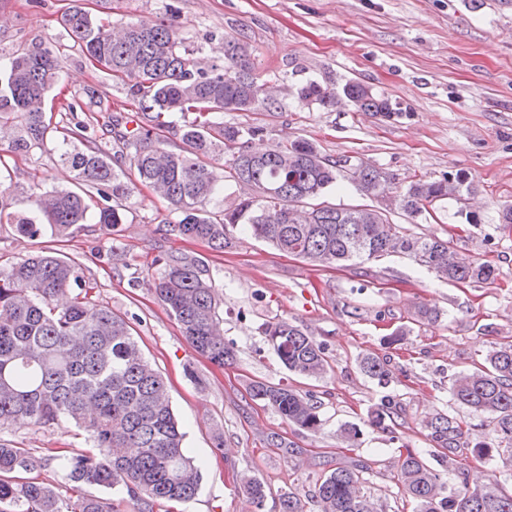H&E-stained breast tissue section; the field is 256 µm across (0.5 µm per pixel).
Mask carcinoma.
Instances as JSON below:
<instances>
[{
  "mask_svg": "<svg viewBox=\"0 0 512 512\" xmlns=\"http://www.w3.org/2000/svg\"><path fill=\"white\" fill-rule=\"evenodd\" d=\"M64 25L89 59L133 81L140 120L118 135L127 168H114L86 127L61 132L60 161L74 172L78 190L53 189L35 196L34 211L16 220V230L34 236L48 228L69 235L95 215V223L113 228L124 223L122 180L133 175L165 200L175 219L168 231L206 242L213 250L232 245L238 226L276 250L316 266L363 264L394 255L407 256L448 282L494 281L496 269L466 260L437 235H419L389 218L392 207L408 217L433 216L437 202L475 190L457 176L419 179L395 193L382 170L360 161H334L304 138L277 143L252 153L246 143L261 129L227 125L215 115L254 112L269 97L254 74L253 47L224 36L223 55L208 63L196 57L180 37L175 20L131 21L114 33L93 20L81 5L65 14ZM61 55L36 46L9 58L0 85V123L13 117L21 125L6 151L27 153L44 146L47 123L43 104L63 72ZM344 97L358 112L388 116L395 111L383 94L349 81ZM304 106H336V89L311 80L295 88ZM165 112L193 115L181 129L182 146L167 148L152 122ZM227 156L224 175L212 164L215 153ZM363 192L386 199L377 211L365 206L324 201L341 168ZM248 183L255 196L212 211L208 204L224 184ZM112 192H107V189ZM155 293L180 326L193 350L224 366L233 349L221 337L217 291L202 260L174 250L160 260ZM82 281L80 263L53 255L25 258L0 268V425L27 423L48 427L74 423L88 434L90 448L61 458L59 468L74 495L62 497L33 473L49 459L29 448L0 444V512H115L111 499L85 493L83 486L120 489L134 512H173L193 500L201 468L184 447L167 385L144 357L127 321L84 295L69 296ZM263 334L290 372L320 378L330 369L324 347L295 323L268 322ZM360 365L380 381L390 377L386 363L372 355ZM451 399L482 417L490 440L473 452L499 459L512 471V343L496 345L485 363L449 379ZM250 396L280 417L311 433L324 420L312 397L268 382H254ZM428 437L452 453L464 445L461 421L447 412L428 422ZM368 468L338 467L317 481L311 496L317 512H378ZM403 494L416 512H512V491L497 475L479 488L448 487V479L407 448L396 473ZM257 510L267 489L254 476L240 478ZM280 512H306L301 495H279Z\"/></svg>",
  "mask_w": 512,
  "mask_h": 512,
  "instance_id": "carcinoma-1",
  "label": "carcinoma"
}]
</instances>
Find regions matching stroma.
<instances>
[{"instance_id":"1","label":"stroma","mask_w":512,"mask_h":512,"mask_svg":"<svg viewBox=\"0 0 512 512\" xmlns=\"http://www.w3.org/2000/svg\"><path fill=\"white\" fill-rule=\"evenodd\" d=\"M91 16L110 26L174 16L188 46L210 56L216 39L243 34L255 47L259 82H278L277 108L227 112L225 124L254 126L251 149L297 138L315 141L333 160L351 158L381 168L402 189L422 178L461 175L475 195L444 202L414 232L450 240L463 258L491 263V283H448L406 257L357 266L316 267L235 231L232 248L217 252L169 234L173 216L149 188L132 187L123 224H87L69 237L49 231L20 235L9 218L31 210V195L72 187L59 160V131L83 123L112 160L124 165L114 126L137 121L129 84L95 66L62 23L72 0H0V67L15 51L37 45L63 53V79L48 95L54 132L43 148L10 155L0 165V267L34 255L78 261L93 297L124 317L143 355L167 383L185 446L202 466L200 489L184 512H239L240 478H260L269 490L262 512H279L278 497L312 493L317 480L339 466L369 471L383 512H414L394 478L400 449L420 453L451 486H477L499 465L474 454L483 441L477 418L450 400L448 380L483 363L494 344L512 342V232L498 211L512 206V0H83ZM316 79L342 86L356 80L384 93L390 116L335 108H306L291 86ZM111 111L95 109L96 98ZM69 102L79 110L66 111ZM476 212L470 224L465 212ZM181 249L202 256L219 294L220 328L233 345V364L219 367L198 355L157 298L152 279L160 258ZM437 321L414 320L420 305ZM296 322L323 344L331 365L321 378L281 366L261 333L276 319ZM402 329L400 342L387 336ZM374 355L391 371L388 383L370 378L360 359ZM255 381L281 383L321 403L322 429L310 433L253 400ZM392 400L381 424L371 414ZM445 411L464 422L468 447H433L426 428ZM355 426V446L343 429ZM0 443L41 456L88 448L86 433L69 424L0 426Z\"/></svg>"}]
</instances>
